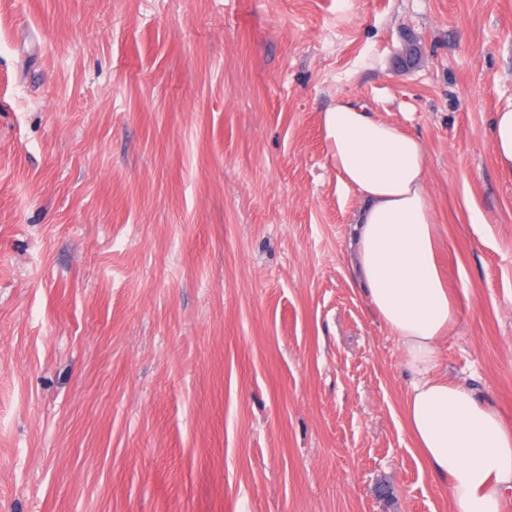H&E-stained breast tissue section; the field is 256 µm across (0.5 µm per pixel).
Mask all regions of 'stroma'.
<instances>
[{"mask_svg": "<svg viewBox=\"0 0 512 512\" xmlns=\"http://www.w3.org/2000/svg\"><path fill=\"white\" fill-rule=\"evenodd\" d=\"M421 139L512 425V0H0V512H450L322 112ZM491 147L501 170L512 176V106L496 112L492 125Z\"/></svg>", "mask_w": 512, "mask_h": 512, "instance_id": "1", "label": "stroma"}]
</instances>
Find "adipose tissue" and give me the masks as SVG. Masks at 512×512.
Masks as SVG:
<instances>
[{"label": "adipose tissue", "mask_w": 512, "mask_h": 512, "mask_svg": "<svg viewBox=\"0 0 512 512\" xmlns=\"http://www.w3.org/2000/svg\"><path fill=\"white\" fill-rule=\"evenodd\" d=\"M328 158L353 189L350 245L359 286L413 375L408 428L448 483L451 512H512V428L469 383L439 372V341L457 305L439 272L437 226L423 142L340 98L322 114Z\"/></svg>", "instance_id": "ef3b65f1"}]
</instances>
